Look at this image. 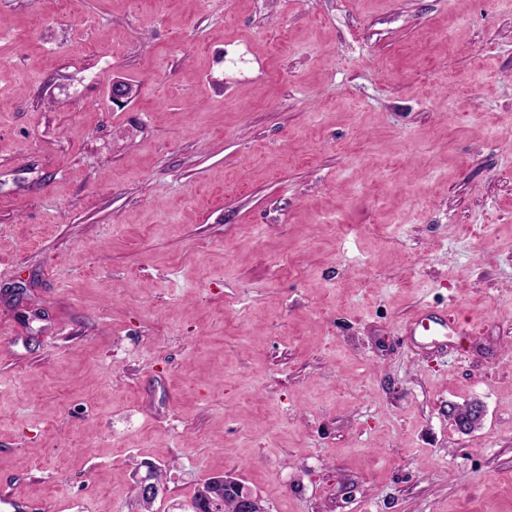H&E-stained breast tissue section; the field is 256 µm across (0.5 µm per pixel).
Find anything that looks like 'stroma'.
<instances>
[{"label":"stroma","instance_id":"obj_1","mask_svg":"<svg viewBox=\"0 0 512 512\" xmlns=\"http://www.w3.org/2000/svg\"><path fill=\"white\" fill-rule=\"evenodd\" d=\"M144 462L512 512V0H0V494Z\"/></svg>","mask_w":512,"mask_h":512}]
</instances>
